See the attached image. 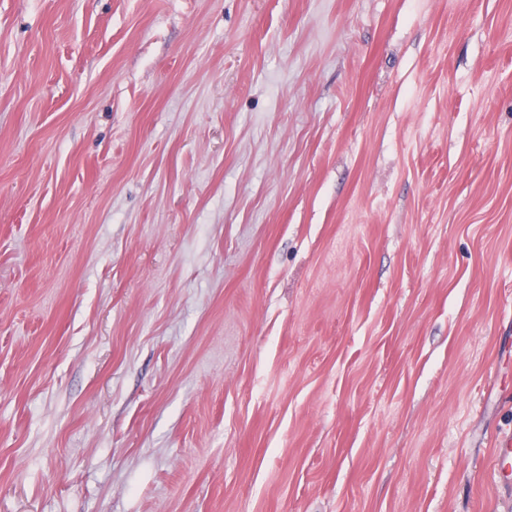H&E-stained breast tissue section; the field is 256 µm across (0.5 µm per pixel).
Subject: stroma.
I'll return each mask as SVG.
<instances>
[{
  "instance_id": "1",
  "label": "stroma",
  "mask_w": 512,
  "mask_h": 512,
  "mask_svg": "<svg viewBox=\"0 0 512 512\" xmlns=\"http://www.w3.org/2000/svg\"><path fill=\"white\" fill-rule=\"evenodd\" d=\"M512 0H0V512H512ZM491 479L500 491L512 493V434L499 435L493 448Z\"/></svg>"
}]
</instances>
